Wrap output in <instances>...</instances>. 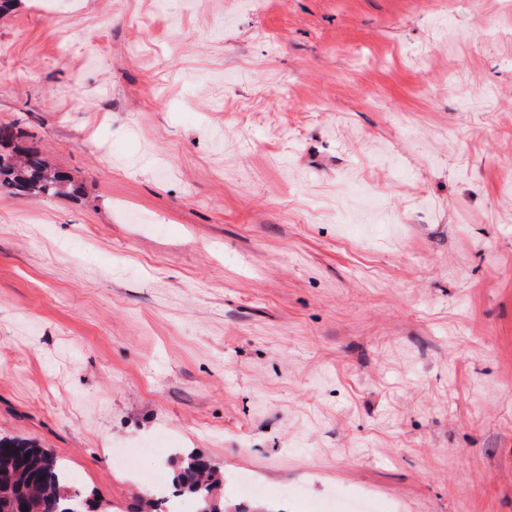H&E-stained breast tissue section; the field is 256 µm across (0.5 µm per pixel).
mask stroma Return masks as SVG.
Returning <instances> with one entry per match:
<instances>
[{
	"instance_id": "obj_1",
	"label": "stroma",
	"mask_w": 512,
	"mask_h": 512,
	"mask_svg": "<svg viewBox=\"0 0 512 512\" xmlns=\"http://www.w3.org/2000/svg\"><path fill=\"white\" fill-rule=\"evenodd\" d=\"M8 123L79 192L0 196V436L512 512V0H20Z\"/></svg>"
}]
</instances>
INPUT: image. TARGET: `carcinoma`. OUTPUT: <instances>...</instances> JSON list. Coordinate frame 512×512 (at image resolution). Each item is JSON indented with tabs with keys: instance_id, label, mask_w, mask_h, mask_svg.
<instances>
[{
	"instance_id": "1",
	"label": "carcinoma",
	"mask_w": 512,
	"mask_h": 512,
	"mask_svg": "<svg viewBox=\"0 0 512 512\" xmlns=\"http://www.w3.org/2000/svg\"><path fill=\"white\" fill-rule=\"evenodd\" d=\"M78 192L69 175L15 143L14 126H0V194L53 198ZM173 488L192 496L195 512H226L217 495L224 472L206 457L178 451ZM65 463L36 441L0 438V512H70Z\"/></svg>"
}]
</instances>
